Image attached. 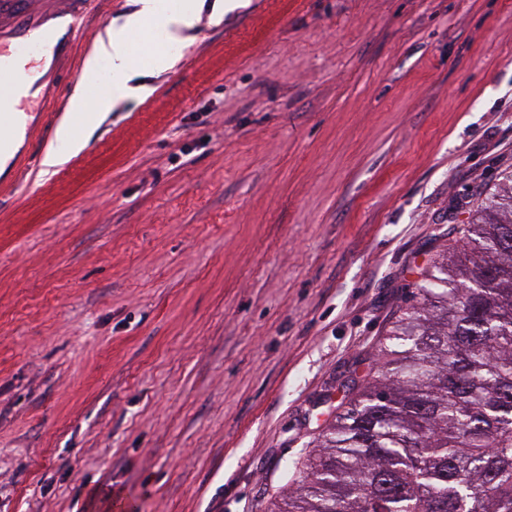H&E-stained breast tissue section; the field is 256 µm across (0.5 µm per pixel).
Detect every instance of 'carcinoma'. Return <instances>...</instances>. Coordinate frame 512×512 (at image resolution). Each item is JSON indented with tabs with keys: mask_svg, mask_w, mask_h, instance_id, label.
Listing matches in <instances>:
<instances>
[{
	"mask_svg": "<svg viewBox=\"0 0 512 512\" xmlns=\"http://www.w3.org/2000/svg\"><path fill=\"white\" fill-rule=\"evenodd\" d=\"M268 512H512V174L421 273Z\"/></svg>",
	"mask_w": 512,
	"mask_h": 512,
	"instance_id": "cac0c4a2",
	"label": "carcinoma"
}]
</instances>
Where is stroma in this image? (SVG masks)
Listing matches in <instances>:
<instances>
[{
	"label": "stroma",
	"mask_w": 512,
	"mask_h": 512,
	"mask_svg": "<svg viewBox=\"0 0 512 512\" xmlns=\"http://www.w3.org/2000/svg\"><path fill=\"white\" fill-rule=\"evenodd\" d=\"M223 2L0 198V512H267L512 172V0ZM59 135L61 140L67 143L68 153H62L58 151L49 152L44 163L47 168H53L64 163L70 153H76L82 147L81 141L72 135L69 126L62 127Z\"/></svg>",
	"instance_id": "obj_1"
}]
</instances>
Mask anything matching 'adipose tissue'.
Segmentation results:
<instances>
[{
	"label": "adipose tissue",
	"mask_w": 512,
	"mask_h": 512,
	"mask_svg": "<svg viewBox=\"0 0 512 512\" xmlns=\"http://www.w3.org/2000/svg\"><path fill=\"white\" fill-rule=\"evenodd\" d=\"M198 9V0H179L173 9L163 15L159 12L157 0H139V8L135 13L127 16L122 22L110 23L99 35L94 56L86 65V79H96L97 60L101 57L111 61L112 72L116 77H130L138 68L129 41L130 33L147 28L159 19L162 20L169 38L179 39L185 29L194 25Z\"/></svg>",
	"instance_id": "ef3b65f1"
}]
</instances>
